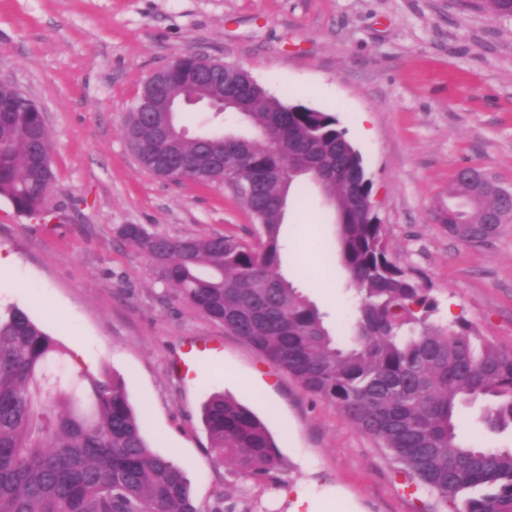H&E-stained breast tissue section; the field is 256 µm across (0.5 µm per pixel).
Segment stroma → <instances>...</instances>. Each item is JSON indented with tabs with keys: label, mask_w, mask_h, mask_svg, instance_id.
<instances>
[{
	"label": "stroma",
	"mask_w": 512,
	"mask_h": 512,
	"mask_svg": "<svg viewBox=\"0 0 512 512\" xmlns=\"http://www.w3.org/2000/svg\"><path fill=\"white\" fill-rule=\"evenodd\" d=\"M194 51L246 69L270 94L336 115L373 188L394 261L430 284L438 319L463 318L512 349V218L467 243L433 214L455 171L480 165L512 190V18L459 0H0V78L43 112L56 190L48 220L0 198V308L24 309L95 373L123 382L156 454L181 465L204 512H292L296 492L340 489L330 512H450L416 492L379 443L306 392L221 323L175 298L118 236L141 224L170 236L253 241L232 189L156 177L122 124L149 75ZM280 272L346 339L356 300L337 227L317 195L280 228ZM191 344L213 346L187 375ZM224 393L269 428L274 481L218 462L201 407Z\"/></svg>",
	"instance_id": "35a3bbf8"
}]
</instances>
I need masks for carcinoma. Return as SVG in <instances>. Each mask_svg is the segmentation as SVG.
<instances>
[{
    "label": "carcinoma",
    "instance_id": "cac0c4a2",
    "mask_svg": "<svg viewBox=\"0 0 512 512\" xmlns=\"http://www.w3.org/2000/svg\"><path fill=\"white\" fill-rule=\"evenodd\" d=\"M466 8L512 17V0H461ZM193 65L183 57L157 75L170 93L188 88ZM247 96L243 115L252 136L231 140L222 127L199 138L156 142L157 112L128 114L123 133L139 148V164L167 179L158 153L179 157L191 178L224 184L214 154H246L258 168L288 173L238 197L257 228L259 245L233 235L174 237L142 224L118 234L133 245L175 297L294 377L310 394L334 404L351 424L381 443L418 488L451 503L453 512H512V448H485L458 434L461 408L482 404L479 420L495 433L512 431V350H502L466 320L434 319L433 289L392 258L372 199L363 158L336 116L289 104L237 74ZM49 138L34 103L0 112V197L20 214L52 213L53 170L33 152ZM308 166L345 176L329 184L341 262L357 298L353 334L339 344L320 312L280 272V200L300 202L315 185ZM459 169L448 190V231L481 235L496 202ZM68 351L26 311L0 309V512H200L183 468L154 453L144 418L113 376L73 373V385H47L48 366ZM215 457L255 481H272L280 456L265 425L246 406L222 395L202 407Z\"/></svg>",
    "mask_w": 512,
    "mask_h": 512
}]
</instances>
